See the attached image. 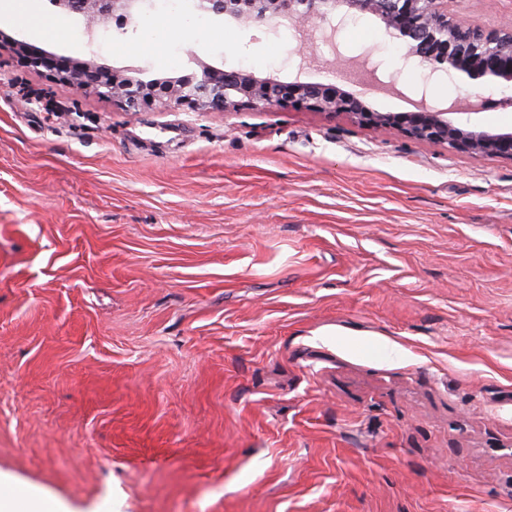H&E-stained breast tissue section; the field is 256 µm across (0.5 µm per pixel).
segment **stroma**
I'll return each mask as SVG.
<instances>
[{"label":"stroma","mask_w":512,"mask_h":512,"mask_svg":"<svg viewBox=\"0 0 512 512\" xmlns=\"http://www.w3.org/2000/svg\"><path fill=\"white\" fill-rule=\"evenodd\" d=\"M475 25L512 0H453ZM0 15V491L60 512H512V160L291 107L139 111L21 64ZM292 32L151 15L99 62L319 81ZM411 111L414 70L362 19ZM430 101L512 127L495 86Z\"/></svg>","instance_id":"stroma-1"}]
</instances>
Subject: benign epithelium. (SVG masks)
Returning <instances> with one entry per match:
<instances>
[{
	"mask_svg": "<svg viewBox=\"0 0 512 512\" xmlns=\"http://www.w3.org/2000/svg\"><path fill=\"white\" fill-rule=\"evenodd\" d=\"M451 0H187L190 12L256 28L275 36L287 26L336 43L349 24L370 19L384 39L401 46L399 69H421L416 96L426 102L418 112H378L362 94L331 81L306 82L277 72L258 73L233 65L198 64L187 74L155 76L146 70L115 69L97 61L56 56L23 41L15 42L26 66L43 69L82 92H93L139 110L159 103L171 109L237 112L249 108L293 107L332 115L346 114L375 130L395 128L406 137L448 145L474 156L512 159V129H482L453 116L452 107L427 101L431 83L467 78L493 84L512 103V23L483 29L457 16ZM155 7L154 0H53L54 14L74 19L88 43L110 24L126 35Z\"/></svg>",
	"mask_w": 512,
	"mask_h": 512,
	"instance_id": "7a95c632",
	"label": "benign epithelium"
}]
</instances>
